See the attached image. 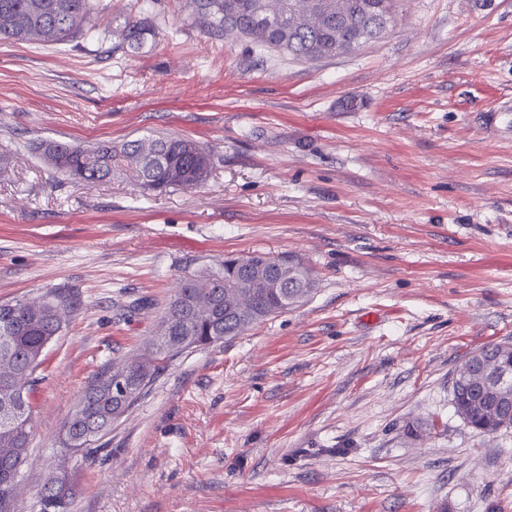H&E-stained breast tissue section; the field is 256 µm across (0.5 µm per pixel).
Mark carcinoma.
I'll list each match as a JSON object with an SVG mask.
<instances>
[{
  "label": "carcinoma",
  "instance_id": "carcinoma-1",
  "mask_svg": "<svg viewBox=\"0 0 512 512\" xmlns=\"http://www.w3.org/2000/svg\"><path fill=\"white\" fill-rule=\"evenodd\" d=\"M99 0H0V41L62 44L92 29ZM194 20L213 34H233L257 47H273L297 59H322L349 52L381 38L397 20V0H188ZM153 33L145 18L130 19L121 30L124 44L141 49ZM36 153L48 166L86 186L117 174L129 175L141 188H193L206 180L210 157L197 142L170 135H151L119 144L93 145L43 140ZM253 274L242 276L245 261ZM293 263L303 279L275 293L265 287L267 267ZM316 279L299 260L262 253L224 258L215 269L185 281L168 301L149 353L114 359L83 391L80 402L87 418L102 431L91 436L67 435L62 444L89 455L101 439L142 396L155 377L178 355L242 335L248 328L303 303ZM77 307L73 295L60 289L32 299L3 301L0 310L13 313L0 320V512H14L20 468L28 453L31 432L29 396L48 345L62 332L67 314ZM488 361L512 364V344L494 343L478 349ZM126 374L133 396L112 394V377ZM455 413L475 431L494 435L512 428V400L503 405L482 399L457 384L451 396ZM71 481L63 472L42 485L40 512H71Z\"/></svg>",
  "mask_w": 512,
  "mask_h": 512
}]
</instances>
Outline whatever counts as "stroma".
<instances>
[{
  "label": "stroma",
  "mask_w": 512,
  "mask_h": 512,
  "mask_svg": "<svg viewBox=\"0 0 512 512\" xmlns=\"http://www.w3.org/2000/svg\"><path fill=\"white\" fill-rule=\"evenodd\" d=\"M64 43L0 41V302H78L30 394L15 512L67 465L72 512H512V429L451 404L512 341V0H399L380 40L295 59L196 24L187 0H101ZM155 33L123 47L125 21ZM211 153L195 189L87 188L42 140L150 134ZM288 255L303 305L169 364L87 458L59 443L173 289L225 256Z\"/></svg>",
  "instance_id": "stroma-1"
}]
</instances>
